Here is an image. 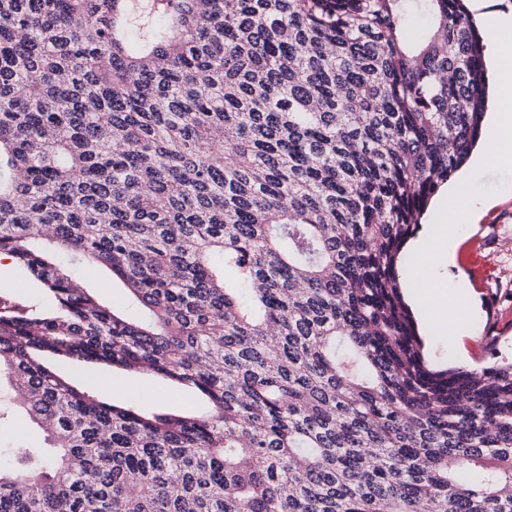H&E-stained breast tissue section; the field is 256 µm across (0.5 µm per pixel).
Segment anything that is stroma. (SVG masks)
Segmentation results:
<instances>
[{
  "label": "stroma",
  "mask_w": 512,
  "mask_h": 512,
  "mask_svg": "<svg viewBox=\"0 0 512 512\" xmlns=\"http://www.w3.org/2000/svg\"><path fill=\"white\" fill-rule=\"evenodd\" d=\"M464 171L477 174V186L488 192V206L475 223L461 226L454 264H441L436 274L461 291L474 311L473 323L460 328L458 338L449 344L423 337L424 361L433 371L480 368L500 357H512V176L478 173L472 161ZM74 274L106 302L135 312V305L106 269L84 264ZM58 369L74 384L105 393L116 404L132 401L147 411L163 408L170 412L199 406L191 392L155 376L133 378L78 361L59 364ZM20 400L9 384L0 385V445H43V432L27 423Z\"/></svg>",
  "instance_id": "1"
}]
</instances>
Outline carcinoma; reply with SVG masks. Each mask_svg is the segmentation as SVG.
<instances>
[{"instance_id":"carcinoma-1","label":"carcinoma","mask_w":512,"mask_h":512,"mask_svg":"<svg viewBox=\"0 0 512 512\" xmlns=\"http://www.w3.org/2000/svg\"><path fill=\"white\" fill-rule=\"evenodd\" d=\"M483 49L464 0H0V253L49 299H0V378L52 448H0V512H512V361L428 369L398 278ZM74 274L87 288H93L106 302L129 313L136 312V306L121 288L119 282L112 280V274L106 269L99 268L94 264H83L74 270ZM56 368L68 375L74 384L104 395L115 404L132 401L146 411L165 408L167 411L192 408L203 412L206 408L195 396L155 376L129 377L102 367H90L82 362L59 363ZM103 386H109L107 391Z\"/></svg>"}]
</instances>
